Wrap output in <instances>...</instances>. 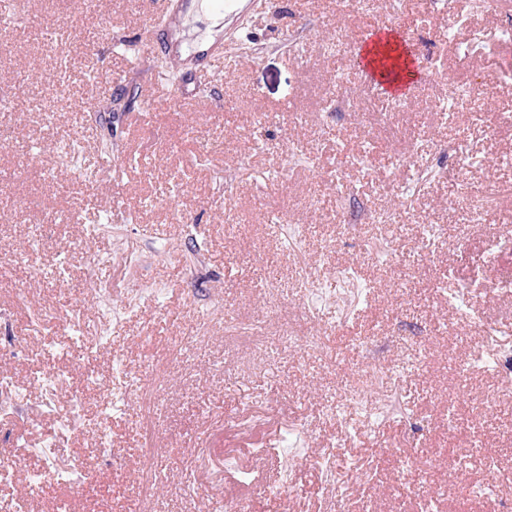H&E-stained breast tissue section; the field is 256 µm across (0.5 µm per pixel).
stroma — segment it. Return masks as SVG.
I'll list each match as a JSON object with an SVG mask.
<instances>
[{
	"instance_id": "stroma-1",
	"label": "stroma",
	"mask_w": 512,
	"mask_h": 512,
	"mask_svg": "<svg viewBox=\"0 0 512 512\" xmlns=\"http://www.w3.org/2000/svg\"><path fill=\"white\" fill-rule=\"evenodd\" d=\"M458 8L459 0H373L366 13L357 0H245L234 17H189L187 46L216 25L227 58L188 112L144 107L145 82L170 61L161 52L133 58L147 43L154 0H25L22 16L38 31L22 38L18 23L0 24V92L11 115L0 147V264L12 270L0 278V373L19 394L0 404V461L17 466L16 480L0 485V512L28 495L32 512H197L209 498L220 512H420L421 478L452 485L441 512H512V377L457 375L475 345L512 348V297L490 288L466 298L495 325L491 338L448 306L463 279L512 278V249L480 261L489 239L512 234V129L475 118L487 109L512 115V45L485 42L469 57L457 50L512 6L457 24ZM340 26L351 47L342 55ZM383 28L433 76L403 99L389 128L374 122L382 103L354 53ZM49 29L67 52L46 48ZM473 72L500 82L449 110V82ZM347 96L360 102L357 116L336 114ZM343 150L371 162L338 181ZM427 166L436 176L400 196ZM490 188L496 207L474 221L457 196ZM364 209L401 219L368 224ZM278 213L287 223L275 222ZM106 220L107 232L87 235ZM293 224L328 285L349 264L366 286L359 301L319 315L337 363L274 338L229 335L220 322L180 358L166 357L214 304L308 333L287 248ZM376 242L387 249L377 261L364 251ZM62 258L65 276L50 278ZM136 276L166 284V294L113 323L94 357L79 346L50 351L72 321L97 323L103 290L123 307ZM369 347L406 367L403 417L364 422L338 410ZM52 367L65 381L49 393L33 377ZM104 431L120 460L97 451ZM49 435L52 456L40 451ZM473 441L478 453L457 471L450 449ZM149 442L166 455L162 486L146 501L139 474ZM325 457L336 464L331 483ZM490 457L499 462L492 472ZM62 462L82 466L84 482L55 479ZM35 472L44 479L34 495Z\"/></svg>"
}]
</instances>
